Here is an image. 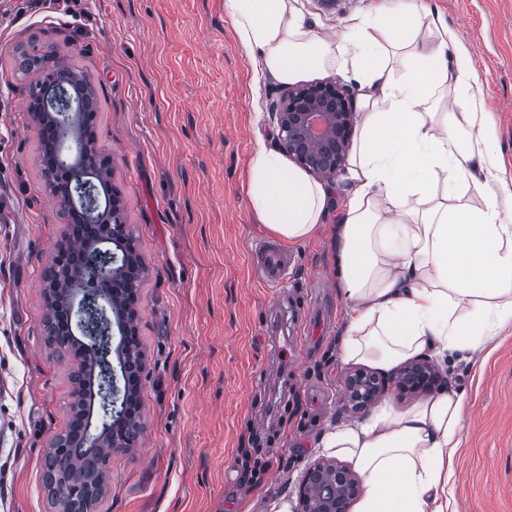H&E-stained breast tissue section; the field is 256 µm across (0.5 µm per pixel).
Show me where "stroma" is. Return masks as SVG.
I'll return each instance as SVG.
<instances>
[{
    "mask_svg": "<svg viewBox=\"0 0 512 512\" xmlns=\"http://www.w3.org/2000/svg\"><path fill=\"white\" fill-rule=\"evenodd\" d=\"M311 32L415 6L417 40L451 32L470 56L472 90L502 154L497 202L512 210V0H293ZM0 13V512H54L42 482L46 448L72 421L68 360L48 345L42 269L66 229L38 163L27 111L41 77L31 41L86 73L96 147L112 159L145 272L138 336L146 356L139 445L113 454L96 512H277L298 505L305 470L329 428L365 420L345 407L354 371L340 356L350 301L337 288L334 229L288 244L293 265L270 290L253 278L256 220L246 173L257 142L278 147L270 107L281 82L253 85L257 60L238 45L224 0H78L72 15ZM331 321L305 347L308 309ZM465 393L456 458L461 512H512V326L471 360L439 364ZM266 462L246 486L242 450Z\"/></svg>",
    "mask_w": 512,
    "mask_h": 512,
    "instance_id": "35a3bbf8",
    "label": "stroma"
}]
</instances>
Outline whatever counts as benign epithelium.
Wrapping results in <instances>:
<instances>
[{
	"instance_id": "benign-epithelium-1",
	"label": "benign epithelium",
	"mask_w": 512,
	"mask_h": 512,
	"mask_svg": "<svg viewBox=\"0 0 512 512\" xmlns=\"http://www.w3.org/2000/svg\"><path fill=\"white\" fill-rule=\"evenodd\" d=\"M43 68L42 104L54 112H33V120L51 122L62 135L56 163L57 194L85 210V224L75 234L86 235L85 255L66 261L71 238L57 243L60 260L44 270L46 283L59 307L74 318L69 333L57 345L71 355V379L81 399L76 426L84 429L82 444L64 437L47 450L44 460L46 488L58 505L57 512H93L102 496L112 454L135 448L141 432L136 413L125 419L129 408V378L142 379L143 354H135L138 295L124 300L115 283L140 269L141 258L129 240L119 199L100 200L97 185L108 187L111 162L93 163L90 141L93 127L84 120L94 94L71 96L66 85H76L79 76L60 69L49 48L40 46ZM354 115L347 91L335 82L290 87L272 106L281 148L298 165L330 179L341 169L354 133ZM117 346H112L114 336ZM437 370L425 360L403 368L390 379L366 370L349 375L345 400L354 410L371 405L389 387L412 393L434 385ZM359 479L349 467L335 460H320L308 467L298 486L299 512H348L357 496Z\"/></svg>"
}]
</instances>
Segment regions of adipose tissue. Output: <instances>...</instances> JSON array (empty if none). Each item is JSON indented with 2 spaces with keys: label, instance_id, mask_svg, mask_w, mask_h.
Masks as SVG:
<instances>
[{
  "label": "adipose tissue",
  "instance_id": "adipose-tissue-1",
  "mask_svg": "<svg viewBox=\"0 0 512 512\" xmlns=\"http://www.w3.org/2000/svg\"><path fill=\"white\" fill-rule=\"evenodd\" d=\"M224 13L240 46L280 82L331 62L328 42L309 37L291 0H224ZM413 27L408 12L363 19L338 45L365 90L346 171L350 197L336 226V279L352 301L341 358L382 371L423 354L444 361L480 350L512 324V221L499 209L492 177L468 178L469 163L488 172L499 164L486 112L465 58L449 61L447 42H417ZM403 48L411 66L395 84L388 56ZM450 81L459 94L452 111L436 117L425 106ZM466 180L486 196L484 208L463 203ZM247 194L259 223L288 242L318 230L329 199L324 183L262 142L249 162ZM463 402L462 391H444L323 435V451L345 456L364 478L355 512H450Z\"/></svg>",
  "mask_w": 512,
  "mask_h": 512
}]
</instances>
